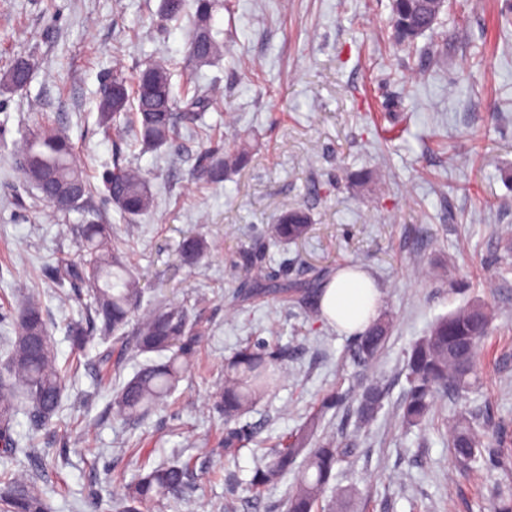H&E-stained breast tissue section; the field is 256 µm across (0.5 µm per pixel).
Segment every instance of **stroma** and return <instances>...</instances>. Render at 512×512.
<instances>
[{
	"label": "stroma",
	"instance_id": "stroma-1",
	"mask_svg": "<svg viewBox=\"0 0 512 512\" xmlns=\"http://www.w3.org/2000/svg\"><path fill=\"white\" fill-rule=\"evenodd\" d=\"M160 0H0V73L20 57L33 65L18 93L0 91V352L14 331L10 314L38 289L48 312L57 365L67 376L59 419L14 429L56 457L45 483L53 512H117L139 469L195 458L182 501L152 512H286L296 484L288 474L262 495L246 482L258 455L295 432L323 394L347 396L320 432L349 453L327 497L352 495L354 512H491L493 484L512 486V0H449L435 34L408 53L393 37L390 0H232L216 18L230 58L202 68L200 85L219 81L224 105L205 113V128L183 127L155 151L127 133L105 137L98 125L102 76L133 73L145 56L175 61L180 86L189 29L154 24ZM439 46L425 77L420 54ZM53 123L69 137L93 184L113 164L139 169L152 211L126 224L104 193L83 210L57 213L13 170L28 129ZM247 141L248 164L224 181L193 177L209 142ZM311 215L308 237L269 248L281 278L321 283L337 269L368 270L392 319L383 353L354 365L349 335L280 297L247 296L229 256L261 243L285 211ZM85 224L112 227V245L131 255L142 307L188 308L206 332L176 391L148 416L121 420L113 392L159 354L127 341L94 338L74 351L67 331L80 320L86 290L61 300L47 266L80 260ZM208 244L183 264L188 236ZM472 304L494 313L478 349L479 382L466 399H438L432 423L400 419L404 354L439 317ZM280 349L277 389L243 420L252 436L224 452V418L211 395L239 348ZM385 393L371 425L356 430L352 402L369 383ZM487 415L504 464L460 467L448 449L454 414ZM208 449L199 457V449Z\"/></svg>",
	"mask_w": 512,
	"mask_h": 512
}]
</instances>
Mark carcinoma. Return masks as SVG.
Returning a JSON list of instances; mask_svg holds the SVG:
<instances>
[{"label":"carcinoma","mask_w":512,"mask_h":512,"mask_svg":"<svg viewBox=\"0 0 512 512\" xmlns=\"http://www.w3.org/2000/svg\"><path fill=\"white\" fill-rule=\"evenodd\" d=\"M224 7V0H161L157 26L165 28L170 22L185 18L192 30L181 97H175L172 91L169 60L150 56L131 77L118 69L112 73V90L102 94L98 105L99 124L105 133L121 132L124 119L144 146L168 147L178 138L182 120L194 121L221 103L219 85L202 89L196 83L195 71L224 57V30L215 26V18ZM442 12L436 0H392L391 24L398 43L414 47L419 37L434 30ZM31 71L29 60L18 58L0 84L11 91H22ZM14 159L18 160L16 171L36 188L38 199L58 211L80 207L94 192L90 177L75 160L72 143L46 121L26 133ZM248 160L249 149L244 144L228 148L211 145L200 157L195 177L207 184L218 183ZM102 179L109 200L128 223L152 207L150 186L139 171L116 163L103 173ZM310 225L306 211H289L269 227V239L275 245L295 243L307 236ZM81 237L82 262L60 264L48 271L61 291L67 282L85 284L91 291L93 301L87 307L85 320L69 326L73 347L83 349L97 333L129 339L142 354L170 353L163 363L145 365L112 399L116 416L138 420L175 390L204 340V331L191 322L181 305L139 312L143 289L130 261L112 248L109 225L85 224ZM206 252L207 243L200 236L184 239L180 247L182 261L188 264L197 262ZM229 262L244 283L252 284L255 294L277 293L285 300L303 303L312 315H322L313 285L279 280L276 271L264 265L256 251H239ZM13 321L16 337L0 361V512H51L40 482L55 461H47L31 444L24 445L22 438L13 437V424L21 411L34 430L60 416L63 374L56 365L40 299L29 296L15 311ZM492 321V311L485 306L459 308L437 319L427 334L410 347L404 365V424L419 426L428 422L439 397H465L476 379L478 346L489 334ZM389 331L388 318L372 321L364 332L352 338V361L365 366L378 358ZM278 383V358L271 352L247 346L228 362L224 387L215 395V403L224 415V450L230 452L242 445L250 426L239 425L241 417ZM383 399L384 392L379 387L364 388L353 410L357 428L372 421ZM343 402V394L338 391L325 394L302 427L286 442L262 454L247 481L249 487L261 493L299 465L303 471L295 492L288 497L287 512H351L349 500L330 504L324 498L333 470L343 461L346 451L334 439L318 436L324 415ZM448 448L462 465L475 461L480 448L488 449L489 465H501V450L494 447L489 433L475 427L471 416L461 414L454 419L448 429ZM194 467L195 461L189 459L160 464L138 474L124 487L120 512H150L165 496L183 493Z\"/></svg>","instance_id":"cac0c4a2"}]
</instances>
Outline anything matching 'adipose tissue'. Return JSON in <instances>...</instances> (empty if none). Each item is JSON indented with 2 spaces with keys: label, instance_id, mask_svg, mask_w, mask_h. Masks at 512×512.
Returning a JSON list of instances; mask_svg holds the SVG:
<instances>
[{
  "label": "adipose tissue",
  "instance_id": "1",
  "mask_svg": "<svg viewBox=\"0 0 512 512\" xmlns=\"http://www.w3.org/2000/svg\"><path fill=\"white\" fill-rule=\"evenodd\" d=\"M381 299L380 289L365 272L344 267L328 282L319 305L338 331L353 336L372 322Z\"/></svg>",
  "mask_w": 512,
  "mask_h": 512
}]
</instances>
